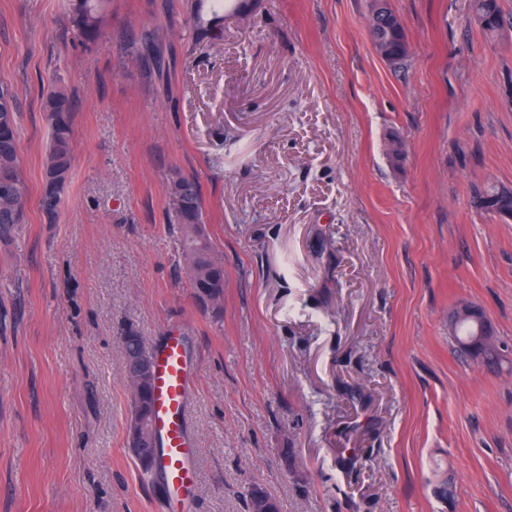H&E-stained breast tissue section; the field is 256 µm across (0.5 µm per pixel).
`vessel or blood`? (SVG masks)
<instances>
[{
  "label": "vessel or blood",
  "mask_w": 512,
  "mask_h": 512,
  "mask_svg": "<svg viewBox=\"0 0 512 512\" xmlns=\"http://www.w3.org/2000/svg\"><path fill=\"white\" fill-rule=\"evenodd\" d=\"M153 362L154 424L160 441L155 470L163 479V503L168 512H191L199 479V450L189 432L196 370L186 355L180 328L169 329L153 351Z\"/></svg>",
  "instance_id": "b4317fda"
}]
</instances>
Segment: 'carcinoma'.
I'll return each instance as SVG.
<instances>
[{
  "mask_svg": "<svg viewBox=\"0 0 512 512\" xmlns=\"http://www.w3.org/2000/svg\"><path fill=\"white\" fill-rule=\"evenodd\" d=\"M73 36L80 42L96 40L102 31V6L105 0H68ZM474 23L487 35L497 34L504 28V17L499 0H475ZM372 42L387 45L391 54L385 62L395 71L408 66L409 48L401 17L390 2L378 15V23L369 28ZM71 100L63 88V81L52 85L43 96V111L50 127V145L43 160L44 190L39 200L40 210L50 221L57 216L60 189L71 170L74 137L71 122ZM18 103L13 88L0 85V239L15 234L16 225L24 223L29 198L27 182L21 169L18 141ZM167 217L177 226L179 267L183 270L199 304L214 315H219L224 300V263L217 254L209 236L203 216L199 182L176 173L166 187ZM494 200L499 209L512 210V190L486 186L475 192L473 206L482 213H490L486 199ZM119 341L122 347L134 349L150 358V350L140 332L127 326ZM467 357L487 369L497 367L500 353L492 342ZM152 385L130 393L126 423V438L136 429L152 425Z\"/></svg>",
  "mask_w": 512,
  "mask_h": 512,
  "instance_id": "obj_1",
  "label": "carcinoma"
}]
</instances>
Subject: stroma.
<instances>
[{
  "instance_id": "1",
  "label": "stroma",
  "mask_w": 512,
  "mask_h": 512,
  "mask_svg": "<svg viewBox=\"0 0 512 512\" xmlns=\"http://www.w3.org/2000/svg\"><path fill=\"white\" fill-rule=\"evenodd\" d=\"M194 2L109 0L84 48L67 0H0L29 187L0 243V512H159L125 442L118 337L155 346L173 323L198 373L192 512H244L254 485L282 512H512V221L471 204L512 189V0L494 38L474 0H390L400 72L369 0H235L215 34ZM157 29L160 75L131 46ZM59 77L75 147L50 222L42 95ZM176 171L224 260L218 316L176 266ZM461 302L485 312L495 370L455 350ZM369 33L373 42L386 44L391 54L382 58L394 71L404 70L409 62V48L405 34V27L401 17L392 9L389 1L378 15L375 27L369 25ZM493 199L495 205L502 210H512V190L507 188H499L496 186H486L475 192L473 197V206L482 213L491 215L486 199Z\"/></svg>"
}]
</instances>
